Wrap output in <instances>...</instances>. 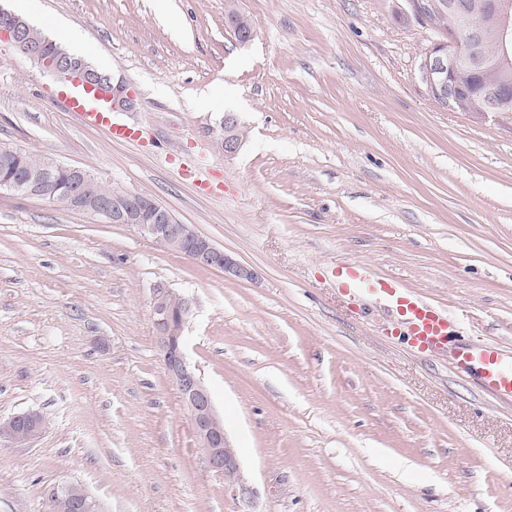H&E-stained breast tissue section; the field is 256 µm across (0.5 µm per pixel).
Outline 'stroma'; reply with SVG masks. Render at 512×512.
Instances as JSON below:
<instances>
[{"label": "stroma", "mask_w": 512, "mask_h": 512, "mask_svg": "<svg viewBox=\"0 0 512 512\" xmlns=\"http://www.w3.org/2000/svg\"><path fill=\"white\" fill-rule=\"evenodd\" d=\"M124 80L114 122L0 41V144L152 196L254 270L197 266L125 224L0 191V512H45L75 483L103 512H512V396L457 369L512 349V118L442 108L418 77L437 33L407 0H0ZM254 39L239 43L230 12ZM235 113L240 152L217 146ZM207 171L198 193L183 167ZM449 308L448 347L413 350L394 314L344 294L349 262ZM163 283L195 303L188 358L243 490L199 453L150 315ZM70 108L73 112H78L82 121L90 126L105 127L111 139L114 141L133 142L137 138L136 131L123 124L112 121L111 112H95L85 108L82 101L73 99ZM21 426L27 430L24 438H21L18 432ZM43 429L42 415L37 411H27L7 420H0V439L23 443L39 436Z\"/></svg>", "instance_id": "stroma-1"}]
</instances>
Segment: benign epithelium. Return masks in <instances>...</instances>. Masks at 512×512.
I'll use <instances>...</instances> for the list:
<instances>
[{
  "label": "benign epithelium",
  "instance_id": "obj_1",
  "mask_svg": "<svg viewBox=\"0 0 512 512\" xmlns=\"http://www.w3.org/2000/svg\"><path fill=\"white\" fill-rule=\"evenodd\" d=\"M414 16L427 21V15L441 8L438 0H409ZM29 28L26 20L12 11L0 8V38L10 42L24 56L36 62L52 78L66 84L77 83L87 94L108 90L112 111L135 109L137 99L120 80L103 74L82 59L67 52L47 53L32 47L24 37ZM496 38L497 51L491 59L480 54L478 44L485 31ZM512 59V0H448V35L435 42L422 56L418 74L430 95L439 103L477 115H507L508 92L491 86L469 91L466 80L483 75L493 60ZM220 146L224 156L236 155L243 146L238 137L236 114L224 113L218 122ZM73 186L66 200L71 209L84 207L97 177L81 167L71 168ZM13 193L46 196L49 178L33 180L18 178L0 184ZM99 217L108 224H129L139 233L156 241L167 242L183 251L195 264L224 271V274L250 279L255 272L239 263L223 249L200 234L194 225L181 223L175 215L152 197L120 190L111 194L99 210ZM171 289L164 284L152 288L150 302L155 339L164 370L179 390L190 415L199 450L206 467L224 475L228 485H241L236 453L230 447L224 429V417L216 410L211 392L188 361L184 336L185 326L193 314L194 304L180 296L181 306L173 313L167 302ZM43 431V417L27 411L0 420V439L23 443Z\"/></svg>",
  "mask_w": 512,
  "mask_h": 512
}]
</instances>
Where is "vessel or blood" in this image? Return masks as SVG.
Masks as SVG:
<instances>
[{"instance_id": "b4317fda", "label": "vessel or blood", "mask_w": 512, "mask_h": 512, "mask_svg": "<svg viewBox=\"0 0 512 512\" xmlns=\"http://www.w3.org/2000/svg\"><path fill=\"white\" fill-rule=\"evenodd\" d=\"M70 107L85 124L105 127L113 140L131 142L137 137L133 128L113 122L110 113L89 110L78 100L72 101ZM338 278L344 292L368 296L394 309L401 323L398 334L410 347L426 352L447 345L451 323L446 308L397 280L378 278L372 267L363 262L345 265ZM456 360L459 368L476 373L489 391L512 394V354L499 343L461 349Z\"/></svg>"}]
</instances>
